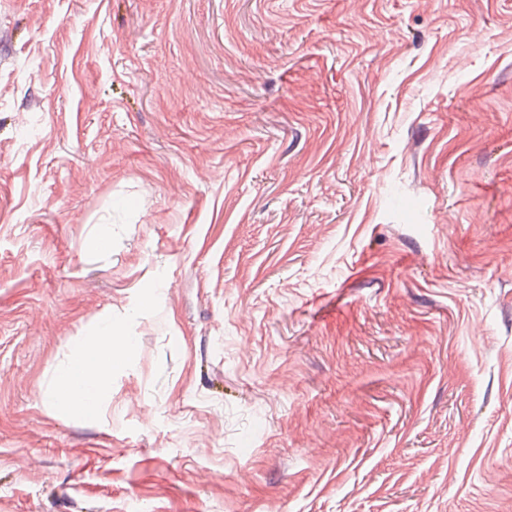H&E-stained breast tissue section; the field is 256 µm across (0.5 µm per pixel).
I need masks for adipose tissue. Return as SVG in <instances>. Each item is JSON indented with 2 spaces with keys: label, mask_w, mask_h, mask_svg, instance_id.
I'll use <instances>...</instances> for the list:
<instances>
[{
  "label": "adipose tissue",
  "mask_w": 512,
  "mask_h": 512,
  "mask_svg": "<svg viewBox=\"0 0 512 512\" xmlns=\"http://www.w3.org/2000/svg\"><path fill=\"white\" fill-rule=\"evenodd\" d=\"M112 328L86 336L76 345L71 364L60 371L56 391L57 403L67 409L78 408L75 398L78 389L98 396L112 370V361L119 348L112 342Z\"/></svg>",
  "instance_id": "ef3b65f1"
}]
</instances>
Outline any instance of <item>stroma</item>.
<instances>
[{
	"label": "stroma",
	"instance_id": "1",
	"mask_svg": "<svg viewBox=\"0 0 512 512\" xmlns=\"http://www.w3.org/2000/svg\"><path fill=\"white\" fill-rule=\"evenodd\" d=\"M133 502L512 512V0H0V512ZM113 333L110 324L94 336L83 337L76 345L73 361L58 375L56 401L60 406L67 409H90L95 405L112 370V359L120 349L129 346L128 339L123 340L119 346L114 344V340L112 344ZM81 388L90 392L93 400L91 407L76 400L75 392Z\"/></svg>",
	"mask_w": 512,
	"mask_h": 512
}]
</instances>
